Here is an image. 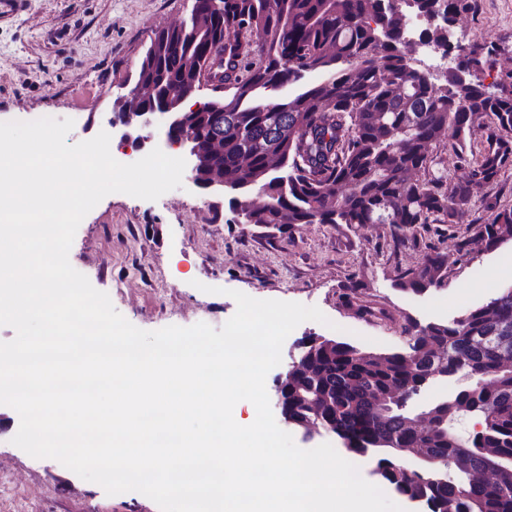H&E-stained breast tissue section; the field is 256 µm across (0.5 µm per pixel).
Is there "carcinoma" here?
<instances>
[{"label":"carcinoma","mask_w":512,"mask_h":512,"mask_svg":"<svg viewBox=\"0 0 512 512\" xmlns=\"http://www.w3.org/2000/svg\"><path fill=\"white\" fill-rule=\"evenodd\" d=\"M472 9V0H193L180 28L151 40L136 83H151L158 96L172 90L193 94L209 84L224 97L188 113L198 146L224 139V155L205 157L204 167H224V191L235 209L249 211L250 224H390L396 240L417 224L477 225L475 236L489 249L502 230L512 232V211L469 219L473 190L512 168V93L480 77L491 50H448V31L433 21ZM425 21L420 41L433 45L453 66L440 84L406 53L407 27ZM323 78L288 99H268L261 90ZM483 133L478 157L465 150L474 129ZM453 134L451 151L467 170L448 186L434 169L431 147ZM249 158L246 169L240 160ZM257 191L269 206L253 208ZM448 255L434 252L403 272L397 286L422 293L447 278ZM409 349L422 350L421 368L404 352L372 353L328 339L309 355L315 376L301 392L321 393L325 424L379 442L383 468L409 497L422 496L430 512H512V370L500 368L499 336L512 346V285L488 302L446 324L404 327ZM464 369L471 383L453 398L428 407L437 427L424 435L402 430L409 404L388 389L414 391L431 376ZM469 414L481 430L466 439L446 432L444 422ZM445 460L458 470L501 465L494 482L456 487L406 477L398 450Z\"/></svg>","instance_id":"obj_1"}]
</instances>
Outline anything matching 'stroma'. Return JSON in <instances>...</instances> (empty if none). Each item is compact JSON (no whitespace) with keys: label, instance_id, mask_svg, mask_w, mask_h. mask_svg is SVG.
<instances>
[{"label":"stroma","instance_id":"35a3bbf8","mask_svg":"<svg viewBox=\"0 0 512 512\" xmlns=\"http://www.w3.org/2000/svg\"><path fill=\"white\" fill-rule=\"evenodd\" d=\"M192 0H22L0 7V122L46 112L74 122V145L107 130L117 99L134 86L155 32L186 20ZM458 40L491 47L485 83L512 77V0H474ZM471 224L415 226L396 243L388 224H239L228 197L184 183L158 200L104 197L81 221L69 261L134 326L154 331L199 322L221 328L235 313L231 291L318 307L286 338L290 363L304 336L337 337L374 352H403L408 321L440 324L512 285V237L474 242ZM448 256L444 284L421 294L396 286L425 255ZM371 315H362V308ZM14 409L0 405V512H160L137 492L107 495L51 458L12 443Z\"/></svg>","mask_w":512,"mask_h":512}]
</instances>
